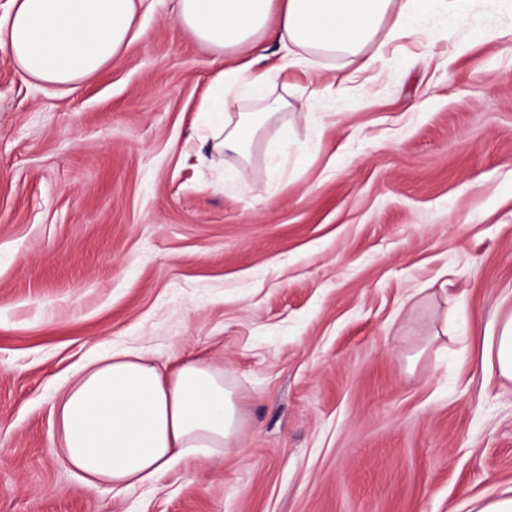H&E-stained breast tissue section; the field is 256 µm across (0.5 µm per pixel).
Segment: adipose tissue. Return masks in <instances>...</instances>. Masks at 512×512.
<instances>
[{"label": "adipose tissue", "mask_w": 512, "mask_h": 512, "mask_svg": "<svg viewBox=\"0 0 512 512\" xmlns=\"http://www.w3.org/2000/svg\"><path fill=\"white\" fill-rule=\"evenodd\" d=\"M6 42L18 71L61 90L110 64L135 37L141 0H10ZM472 0H178L177 18L217 52L240 53L273 35L283 69L315 58L361 59L368 71L390 43L417 34L421 18H448L445 38L468 22ZM276 73L242 64L219 75L205 124L216 154L248 159L262 128L289 102ZM484 369L512 382V317L486 327ZM62 454L92 485L126 490L158 481L198 456L239 442L242 421L223 368L193 358L164 372L139 353L104 355L62 386L57 412Z\"/></svg>", "instance_id": "obj_1"}]
</instances>
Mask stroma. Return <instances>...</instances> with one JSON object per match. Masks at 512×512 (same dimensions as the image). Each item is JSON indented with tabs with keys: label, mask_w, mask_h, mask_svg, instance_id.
<instances>
[{
	"label": "stroma",
	"mask_w": 512,
	"mask_h": 512,
	"mask_svg": "<svg viewBox=\"0 0 512 512\" xmlns=\"http://www.w3.org/2000/svg\"><path fill=\"white\" fill-rule=\"evenodd\" d=\"M491 29V40L477 37ZM68 92L0 44V512H469L512 489V0L376 70L322 59L248 161L201 138L221 53L143 0ZM348 78L345 92L326 88ZM222 367L239 445L108 490L65 462L57 389L94 354ZM482 363L498 378L512 382V314L485 328Z\"/></svg>",
	"instance_id": "1"
}]
</instances>
